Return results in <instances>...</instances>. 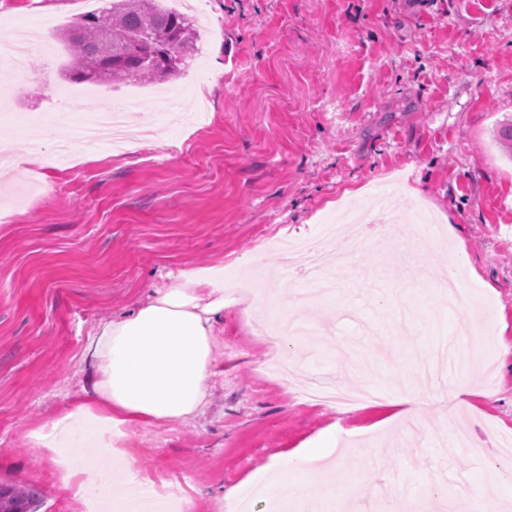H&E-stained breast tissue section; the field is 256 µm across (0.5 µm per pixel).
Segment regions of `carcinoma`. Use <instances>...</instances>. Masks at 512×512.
Returning a JSON list of instances; mask_svg holds the SVG:
<instances>
[{
    "instance_id": "1",
    "label": "carcinoma",
    "mask_w": 512,
    "mask_h": 512,
    "mask_svg": "<svg viewBox=\"0 0 512 512\" xmlns=\"http://www.w3.org/2000/svg\"><path fill=\"white\" fill-rule=\"evenodd\" d=\"M195 23L162 0H110L57 37L70 52L67 75L72 82L159 83L180 75L194 57ZM38 497L31 487L0 482V512H35Z\"/></svg>"
}]
</instances>
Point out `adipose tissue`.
<instances>
[{
  "label": "adipose tissue",
  "mask_w": 512,
  "mask_h": 512,
  "mask_svg": "<svg viewBox=\"0 0 512 512\" xmlns=\"http://www.w3.org/2000/svg\"><path fill=\"white\" fill-rule=\"evenodd\" d=\"M230 302L223 272L184 274L150 285L129 315L98 325L83 351L90 391L34 433L39 447L70 457L75 496H84L80 476L95 470L113 429L180 424L202 410Z\"/></svg>",
  "instance_id": "adipose-tissue-1"
}]
</instances>
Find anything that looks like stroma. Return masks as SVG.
I'll return each instance as SVG.
<instances>
[{
    "mask_svg": "<svg viewBox=\"0 0 512 512\" xmlns=\"http://www.w3.org/2000/svg\"><path fill=\"white\" fill-rule=\"evenodd\" d=\"M0 0V15L34 26L46 54L0 73V478L42 494L39 512H83L51 449L32 437L89 378L82 353L102 321L133 310L149 283L223 266L245 278L278 269L256 308L224 310L223 375L196 420L154 425L117 443L139 477H184L194 512H224L286 453L326 444L291 512H512V468L494 448L458 447L449 415L474 440L512 433V157L496 130L512 115V0H197L206 54L167 86L136 80L63 91L70 58L38 12L70 0ZM135 98L124 120L151 132L137 154L107 141L71 144L59 114L100 97ZM41 141L39 163L30 145ZM395 213L364 257L334 268L335 298L313 297L292 370L258 334L264 306L295 312L284 242L315 239L341 211L374 221L376 190ZM414 253L415 269L375 278ZM486 310L448 308L445 262ZM480 344L477 364L443 370L446 391L416 376L439 343ZM370 388L379 403L311 405V377ZM423 400L413 426L385 421L394 382Z\"/></svg>",
    "mask_w": 512,
    "mask_h": 512,
    "instance_id": "35a3bbf8",
    "label": "stroma"
}]
</instances>
